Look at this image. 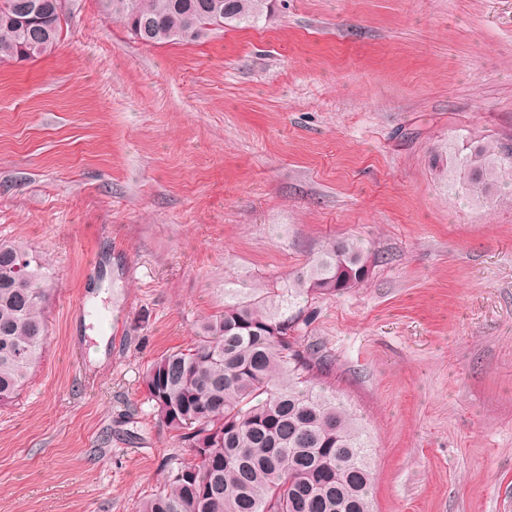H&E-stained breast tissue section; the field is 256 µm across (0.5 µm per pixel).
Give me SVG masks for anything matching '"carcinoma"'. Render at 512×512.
<instances>
[{
    "mask_svg": "<svg viewBox=\"0 0 512 512\" xmlns=\"http://www.w3.org/2000/svg\"><path fill=\"white\" fill-rule=\"evenodd\" d=\"M54 0H0V63L52 52L64 13ZM143 42L197 40L211 28L254 23L270 0H99ZM451 188L485 200L512 187V144L473 142L455 157ZM375 256L354 238L329 241L274 295L235 294L204 318L193 347L162 355L143 377L159 422L191 448L134 512H373L368 437L315 375L324 359L303 350L291 313L302 296L361 286ZM51 294L29 249L0 242V407L39 362Z\"/></svg>",
    "mask_w": 512,
    "mask_h": 512,
    "instance_id": "obj_1",
    "label": "carcinoma"
}]
</instances>
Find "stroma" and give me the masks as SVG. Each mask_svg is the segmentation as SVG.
Masks as SVG:
<instances>
[{
    "label": "stroma",
    "instance_id": "1",
    "mask_svg": "<svg viewBox=\"0 0 512 512\" xmlns=\"http://www.w3.org/2000/svg\"><path fill=\"white\" fill-rule=\"evenodd\" d=\"M67 10L54 52L0 63V240L54 288L0 512H133L191 457L147 366L340 237L373 272L302 298L295 337L363 420L375 512H512V204L449 188L512 137V0H275L162 45Z\"/></svg>",
    "mask_w": 512,
    "mask_h": 512
}]
</instances>
